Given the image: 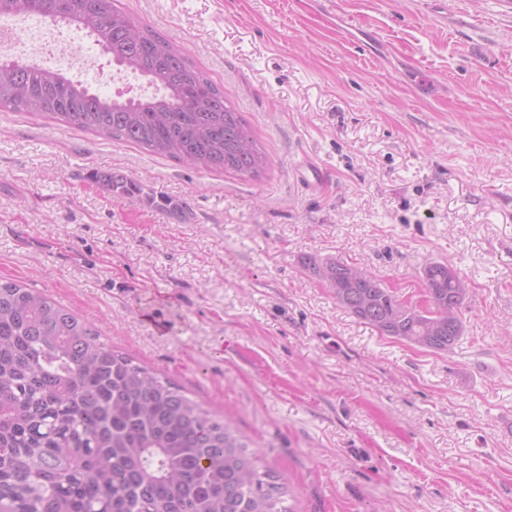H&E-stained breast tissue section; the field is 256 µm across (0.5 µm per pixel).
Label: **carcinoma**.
Wrapping results in <instances>:
<instances>
[{
    "mask_svg": "<svg viewBox=\"0 0 512 512\" xmlns=\"http://www.w3.org/2000/svg\"><path fill=\"white\" fill-rule=\"evenodd\" d=\"M118 0H0L88 34L125 71L155 86L107 96L57 70L0 55V107L48 116L206 171L256 176L267 166L224 91ZM99 182L141 192L123 174ZM336 301L382 336L452 352L470 281L423 266L425 303L403 300L362 267L329 260ZM288 487L258 465L233 422L100 340L50 296L0 280V512H292Z\"/></svg>",
    "mask_w": 512,
    "mask_h": 512,
    "instance_id": "carcinoma-1",
    "label": "carcinoma"
}]
</instances>
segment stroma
<instances>
[{
    "instance_id": "obj_1",
    "label": "stroma",
    "mask_w": 512,
    "mask_h": 512,
    "mask_svg": "<svg viewBox=\"0 0 512 512\" xmlns=\"http://www.w3.org/2000/svg\"><path fill=\"white\" fill-rule=\"evenodd\" d=\"M120 2L223 86L268 167L199 171L1 109L0 280L233 419L294 512H512V0ZM109 169L191 223L110 194ZM309 256L403 299L453 264L472 283L455 351L379 335Z\"/></svg>"
}]
</instances>
